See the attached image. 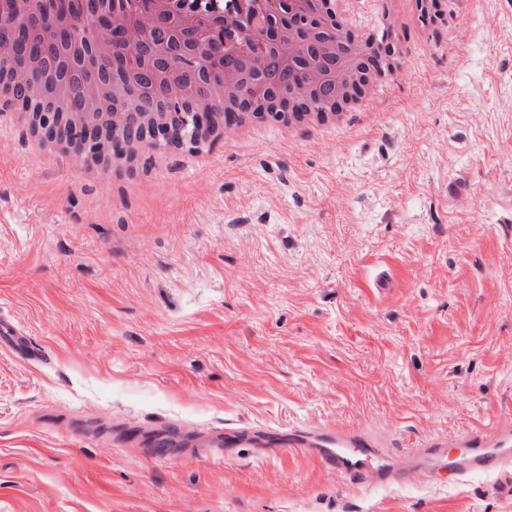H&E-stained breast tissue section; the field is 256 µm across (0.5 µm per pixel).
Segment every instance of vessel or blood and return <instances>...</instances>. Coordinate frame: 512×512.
I'll return each instance as SVG.
<instances>
[{"label":"vessel or blood","mask_w":512,"mask_h":512,"mask_svg":"<svg viewBox=\"0 0 512 512\" xmlns=\"http://www.w3.org/2000/svg\"><path fill=\"white\" fill-rule=\"evenodd\" d=\"M158 444L162 447L208 448L217 458L226 457L229 449L244 445L261 453L272 448H299L314 454L325 467L354 484L369 479L387 484L396 479L388 465H371L376 446L373 438L344 427H294L284 435L256 428L210 433L187 428L169 432L159 438ZM425 446L424 454L414 464L415 470L431 473L444 462L459 480L473 474L498 475L512 470V420L498 423L489 434L462 435L452 439L434 437L427 440ZM443 448L457 449L458 454L442 460L439 451Z\"/></svg>","instance_id":"obj_1"}]
</instances>
